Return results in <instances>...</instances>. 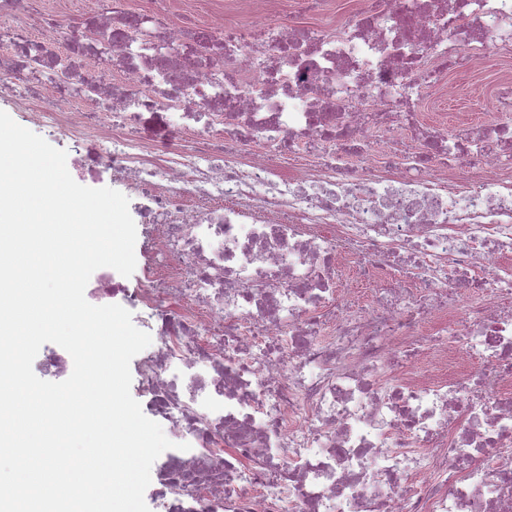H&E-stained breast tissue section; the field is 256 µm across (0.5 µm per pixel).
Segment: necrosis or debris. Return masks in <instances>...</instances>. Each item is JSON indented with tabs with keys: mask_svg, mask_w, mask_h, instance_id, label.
Wrapping results in <instances>:
<instances>
[{
	"mask_svg": "<svg viewBox=\"0 0 512 512\" xmlns=\"http://www.w3.org/2000/svg\"><path fill=\"white\" fill-rule=\"evenodd\" d=\"M0 0V101L140 198L141 409L187 437L163 512H512V0ZM509 70L512 74V58L505 62L499 57H490L482 78H474L469 74L450 76L455 87V94L448 99L440 110H425L426 121L444 119L448 124H454L459 117H465L472 122L487 119L491 113V84L493 79Z\"/></svg>",
	"mask_w": 512,
	"mask_h": 512,
	"instance_id": "necrosis-or-debris-1",
	"label": "necrosis or debris"
}]
</instances>
